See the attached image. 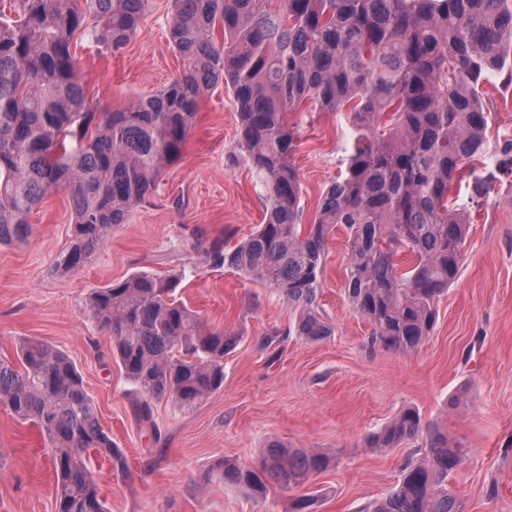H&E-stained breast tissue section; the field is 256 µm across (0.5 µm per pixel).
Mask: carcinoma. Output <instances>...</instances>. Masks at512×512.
<instances>
[{"label":"carcinoma","mask_w":512,"mask_h":512,"mask_svg":"<svg viewBox=\"0 0 512 512\" xmlns=\"http://www.w3.org/2000/svg\"><path fill=\"white\" fill-rule=\"evenodd\" d=\"M148 0H14L0 11V245L26 239L29 218L54 191L67 194L72 236L54 267L87 264L108 232L181 159L202 94L224 83L234 95L237 146L264 190L262 223L232 249L214 242L216 265L277 290L295 311L302 340L332 335L319 303L325 250L347 235L346 298L371 327L369 344L406 354L434 329L440 297L466 255L469 213L448 205L454 180L483 153L488 115L479 86L512 77L509 0H172L169 40L186 71L125 110L95 112L78 75L73 36L121 50ZM310 102L345 112L353 129L345 170L301 223L302 188L292 162L288 114ZM179 278L140 272L94 289L88 319L143 397L191 407L224 385V356L242 333L205 329L175 295ZM22 368L0 360V405L44 435L57 512H109L90 467L95 451L119 449L101 428L71 359L47 341L21 342ZM425 438L399 483L364 512H462L448 475L467 452L408 408L366 445L385 453ZM319 450L268 444L256 464L224 459V481L264 498L331 466Z\"/></svg>","instance_id":"obj_1"}]
</instances>
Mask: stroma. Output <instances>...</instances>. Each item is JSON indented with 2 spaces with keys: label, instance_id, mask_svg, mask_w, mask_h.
<instances>
[{
  "label": "stroma",
  "instance_id": "1",
  "mask_svg": "<svg viewBox=\"0 0 512 512\" xmlns=\"http://www.w3.org/2000/svg\"><path fill=\"white\" fill-rule=\"evenodd\" d=\"M170 0H149L137 34L109 54L77 37L75 49L88 100L102 112L123 110L136 96L160 90L185 63L167 36ZM490 114L487 149L476 165L492 173L491 190L453 184L467 202V255L438 304L434 333L402 355L367 344L371 328L344 294L346 241L331 237L321 304L334 333L305 342L287 333L292 309L276 291L214 265L212 240L233 248L262 219L261 190L237 148V115L224 85L205 91L182 158L126 224L110 232L88 264L53 275L70 241L64 192L48 196L31 217L27 240L0 246V359L15 361L24 339L36 337L67 354L94 398L99 420L120 460L94 454L109 512H288V503L316 496L317 512H362L395 486L414 447L374 453L369 432L406 408L446 427L467 451L449 479L463 512H512V173L498 151L512 138V83L506 74L484 82ZM293 161L302 185L303 223L343 170L352 129L345 113H294ZM177 275L178 296L204 322L239 330L243 339L224 358V386L181 408L143 400L109 355V339L88 320L90 291L134 273ZM279 342L262 348L263 337ZM333 455L328 470L303 485L254 499L226 485L214 465L228 458L260 461L267 442ZM0 512H56L55 478L44 440L0 406Z\"/></svg>",
  "mask_w": 512,
  "mask_h": 512
}]
</instances>
